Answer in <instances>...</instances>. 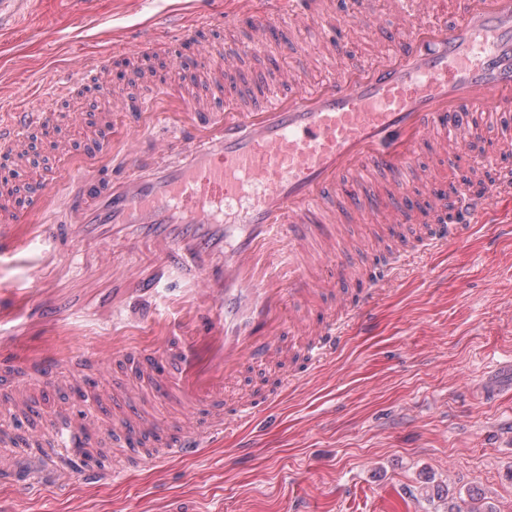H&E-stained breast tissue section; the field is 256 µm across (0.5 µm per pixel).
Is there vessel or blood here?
<instances>
[{
  "label": "vessel or blood",
  "instance_id": "obj_1",
  "mask_svg": "<svg viewBox=\"0 0 512 512\" xmlns=\"http://www.w3.org/2000/svg\"><path fill=\"white\" fill-rule=\"evenodd\" d=\"M400 30L391 52L368 68L328 69L305 83L307 53L258 85L244 82L242 59L272 29L315 30L328 57L343 53L339 23L372 24L366 0H228L223 15L170 25L156 17L133 42L113 41L81 58L72 72L40 85L29 101L0 113V159L24 169L31 134L54 127L61 100L93 93L83 147L55 151V166L28 192L0 185V387L14 412L46 393L75 385L62 368L90 367L97 383L130 365L119 388L95 396L107 421L79 415L0 453V478L26 489L31 475L54 485H108L121 471L92 463L87 451L108 440L138 467L196 452L228 422L257 414V397L224 401L223 381L243 360H283L282 336L300 339L309 366L325 362L350 322L366 318L395 278L397 253L428 251L484 221L496 197L512 194V0H457L452 21L430 20L429 0H390ZM252 23L244 38L215 43L200 30ZM190 48L168 74L146 66L164 54L162 29ZM124 61L134 97L115 93L109 66ZM497 128L483 164L468 171L480 191L447 193L432 171L426 209L410 203L411 161L421 145L464 154L477 116ZM153 138L151 154L141 143ZM122 169H115L114 159ZM71 221L60 224L61 213ZM374 219L394 241L360 266L349 260V228ZM426 225L415 236L413 225ZM103 246L146 243L157 268L137 263L104 272L120 283L101 295L96 318L46 304L55 292L59 234ZM194 265L191 287H172ZM362 282L358 301L336 293L340 281ZM151 298L133 328L120 316L127 296ZM37 337L29 345L28 337ZM177 411L164 421L148 397Z\"/></svg>",
  "mask_w": 512,
  "mask_h": 512
}]
</instances>
